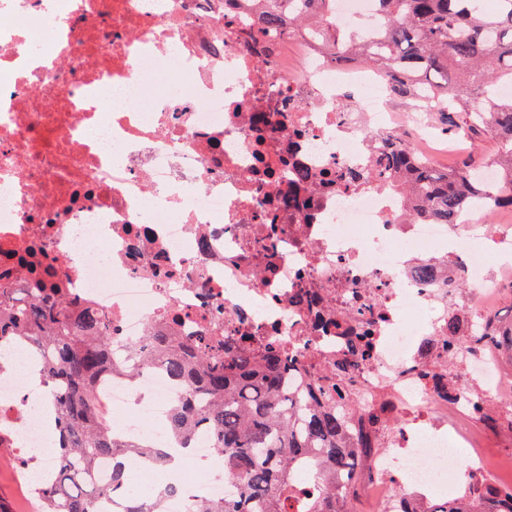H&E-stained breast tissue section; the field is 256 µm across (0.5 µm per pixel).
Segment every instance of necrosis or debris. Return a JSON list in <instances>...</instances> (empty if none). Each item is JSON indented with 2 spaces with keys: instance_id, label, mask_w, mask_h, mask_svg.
I'll list each match as a JSON object with an SVG mask.
<instances>
[{
  "instance_id": "obj_1",
  "label": "necrosis or debris",
  "mask_w": 512,
  "mask_h": 512,
  "mask_svg": "<svg viewBox=\"0 0 512 512\" xmlns=\"http://www.w3.org/2000/svg\"><path fill=\"white\" fill-rule=\"evenodd\" d=\"M0 0V254L27 257L7 271L28 284L31 265L112 323L114 353L151 330L273 340L290 354L292 384L333 382L347 347L335 323L371 325V355L347 381L370 415L401 417L400 434L365 460L361 484L379 512H418L422 494L454 493L444 467L450 414L493 428L512 413V375L473 337L448 340L452 275L470 290L461 308L501 323L488 266L512 272V225L481 224L482 207L454 224H409L394 176L347 184L371 168L379 134L425 135L422 105L396 114L382 76L331 62L305 32L261 30L254 11L224 0ZM329 27L372 42L373 0H333ZM442 386L425 372L449 359ZM0 368V423L33 462L46 450L38 361ZM122 432L150 437L182 387L161 370L101 384ZM168 482L191 501L236 488L214 449L193 442Z\"/></svg>"
}]
</instances>
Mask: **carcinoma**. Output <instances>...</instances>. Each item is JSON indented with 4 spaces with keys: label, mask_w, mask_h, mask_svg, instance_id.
<instances>
[{
    "label": "carcinoma",
    "mask_w": 512,
    "mask_h": 512,
    "mask_svg": "<svg viewBox=\"0 0 512 512\" xmlns=\"http://www.w3.org/2000/svg\"><path fill=\"white\" fill-rule=\"evenodd\" d=\"M265 5L261 27L296 24L323 37L330 60L345 59L356 37L329 30L323 18L328 0H252ZM383 17L377 45L357 48L351 60L383 75L399 97L431 98V111L453 133L486 134L498 145L489 163L501 180L485 186L473 180L481 157L439 170L396 146L384 151L373 172L390 171L401 180L409 223L452 224L469 202L484 193L512 206V99L496 97L512 84V0H376ZM468 326L463 312L448 311V339ZM14 340L37 351L41 378L58 423L53 481L42 487L40 512H99L116 499L121 512H162L164 498L180 493L166 485L145 499L125 491V464L145 454L162 464V449L127 439L112 428L97 389L106 373L129 369L112 357V322L68 295L49 273L31 288L0 283V342ZM489 342L512 362V325L504 324ZM369 356L368 336L351 343L349 357L336 362V387L288 384L290 363L269 346L255 352L235 336L178 340L164 333L147 338L132 358L159 366L184 387V398L166 416L170 438L184 444L205 433L237 479L238 491L218 503L199 502L191 512H351L359 470L356 461L380 447L369 431L354 432L351 415L360 410L345 376L351 360ZM112 461V477L98 479L101 461ZM428 512H512V500L470 488Z\"/></svg>",
    "instance_id": "obj_1"
}]
</instances>
